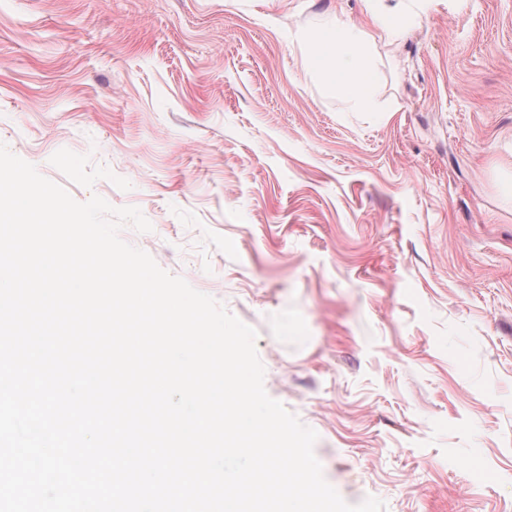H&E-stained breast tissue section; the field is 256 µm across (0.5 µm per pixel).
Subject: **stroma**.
I'll use <instances>...</instances> for the list:
<instances>
[{
	"mask_svg": "<svg viewBox=\"0 0 512 512\" xmlns=\"http://www.w3.org/2000/svg\"><path fill=\"white\" fill-rule=\"evenodd\" d=\"M372 109L309 66L360 0H0V143L256 331L325 479L512 512V0H426Z\"/></svg>",
	"mask_w": 512,
	"mask_h": 512,
	"instance_id": "35a3bbf8",
	"label": "stroma"
}]
</instances>
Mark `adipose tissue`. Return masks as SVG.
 Returning a JSON list of instances; mask_svg holds the SVG:
<instances>
[{
  "instance_id": "1",
  "label": "adipose tissue",
  "mask_w": 512,
  "mask_h": 512,
  "mask_svg": "<svg viewBox=\"0 0 512 512\" xmlns=\"http://www.w3.org/2000/svg\"><path fill=\"white\" fill-rule=\"evenodd\" d=\"M365 29L348 30L345 24L327 30L324 39L310 46L309 63L313 69H324L333 63V81L348 94L354 105L366 108V81L371 74L370 45L374 40L392 43L404 29L401 21L407 12L403 6L389 7L386 0H361Z\"/></svg>"
}]
</instances>
